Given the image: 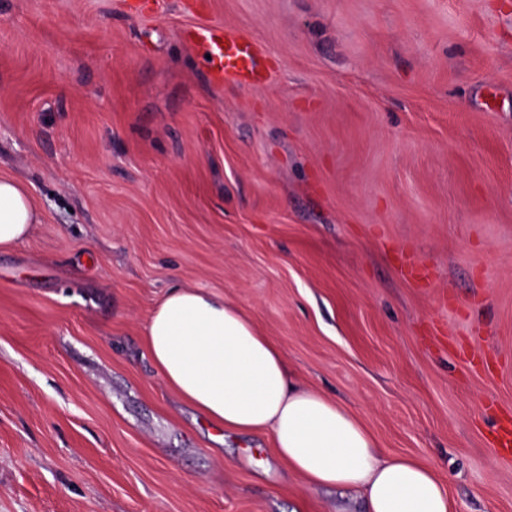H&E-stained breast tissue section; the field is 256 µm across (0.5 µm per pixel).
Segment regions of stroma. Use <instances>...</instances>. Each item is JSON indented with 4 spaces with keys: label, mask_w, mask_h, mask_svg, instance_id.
<instances>
[{
    "label": "stroma",
    "mask_w": 512,
    "mask_h": 512,
    "mask_svg": "<svg viewBox=\"0 0 512 512\" xmlns=\"http://www.w3.org/2000/svg\"><path fill=\"white\" fill-rule=\"evenodd\" d=\"M205 2L0 0V177L42 215L0 254V512H361L167 387L143 328L175 285L463 512H512V0ZM208 21L266 85L211 80Z\"/></svg>",
    "instance_id": "stroma-1"
}]
</instances>
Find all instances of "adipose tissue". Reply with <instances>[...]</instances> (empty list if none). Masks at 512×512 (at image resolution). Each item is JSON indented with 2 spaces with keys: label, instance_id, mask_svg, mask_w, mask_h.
I'll return each instance as SVG.
<instances>
[{
  "label": "adipose tissue",
  "instance_id": "adipose-tissue-1",
  "mask_svg": "<svg viewBox=\"0 0 512 512\" xmlns=\"http://www.w3.org/2000/svg\"><path fill=\"white\" fill-rule=\"evenodd\" d=\"M41 216L25 185L0 178V251ZM147 352L167 386L228 433L264 434L310 487H340L366 512H460L437 470L381 450L360 417L287 369L279 346L223 295L175 286L152 311Z\"/></svg>",
  "mask_w": 512,
  "mask_h": 512
}]
</instances>
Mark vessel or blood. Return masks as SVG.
Masks as SVG:
<instances>
[{
	"mask_svg": "<svg viewBox=\"0 0 512 512\" xmlns=\"http://www.w3.org/2000/svg\"><path fill=\"white\" fill-rule=\"evenodd\" d=\"M184 37L197 53L207 56V67L216 80L250 86L265 83L260 50L249 38L213 24L190 27Z\"/></svg>",
	"mask_w": 512,
	"mask_h": 512,
	"instance_id": "1",
	"label": "vessel or blood"
}]
</instances>
